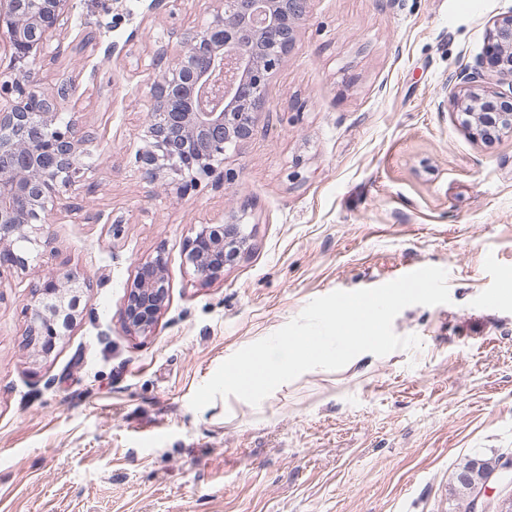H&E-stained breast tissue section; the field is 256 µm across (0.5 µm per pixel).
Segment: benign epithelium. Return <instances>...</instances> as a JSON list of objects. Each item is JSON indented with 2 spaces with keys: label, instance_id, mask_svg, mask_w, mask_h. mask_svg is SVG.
Here are the masks:
<instances>
[{
  "label": "benign epithelium",
  "instance_id": "obj_1",
  "mask_svg": "<svg viewBox=\"0 0 512 512\" xmlns=\"http://www.w3.org/2000/svg\"><path fill=\"white\" fill-rule=\"evenodd\" d=\"M208 19L187 33L174 57L159 54L150 83L149 130L164 150L163 160L211 177L226 149L253 133L254 114L265 108L264 89L295 41L309 0H211ZM70 0H0V33L12 51L10 77L0 79V274L28 267L37 225L67 201L81 173L83 146L91 138L76 120L60 121L68 85L41 86L36 70L48 44L62 41ZM490 76L507 88L486 90ZM469 134L484 141L512 131V14L493 23L483 53L452 92ZM239 224H202L188 238L186 262L206 283L224 279V269L249 249ZM89 281L72 271H49L32 285L26 304L27 346L49 354L80 316L79 298ZM169 284L162 254L137 265L124 298V322L145 335L165 308ZM491 483L504 484L496 498ZM471 512H512V456L496 461L471 489Z\"/></svg>",
  "mask_w": 512,
  "mask_h": 512
}]
</instances>
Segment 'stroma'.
Returning a JSON list of instances; mask_svg holds the SVG:
<instances>
[{"label": "stroma", "instance_id": "35a3bbf8", "mask_svg": "<svg viewBox=\"0 0 512 512\" xmlns=\"http://www.w3.org/2000/svg\"><path fill=\"white\" fill-rule=\"evenodd\" d=\"M512 0H310L251 138L186 189L152 149L147 82L202 11L71 0L39 77L73 92L62 119L93 135L27 269L0 276V512H448L467 458L512 454V132L473 139L447 100ZM121 222L120 237L109 228ZM241 224L251 249L207 285L185 263L194 226ZM169 299L127 332L126 286L157 254ZM417 266L451 301L395 318L420 347L314 369L256 407L189 401L241 348L336 290ZM90 279L49 355L24 348L30 285Z\"/></svg>", "mask_w": 512, "mask_h": 512}]
</instances>
